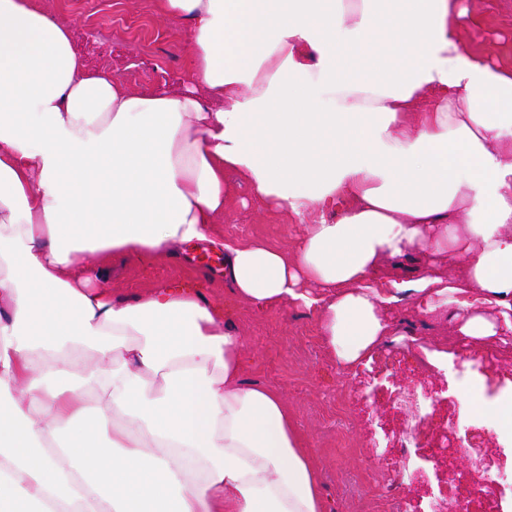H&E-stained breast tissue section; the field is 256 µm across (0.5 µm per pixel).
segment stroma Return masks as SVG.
<instances>
[{"label":"stroma","instance_id":"obj_1","mask_svg":"<svg viewBox=\"0 0 512 512\" xmlns=\"http://www.w3.org/2000/svg\"><path fill=\"white\" fill-rule=\"evenodd\" d=\"M459 4L472 18L461 31L463 44L490 64L512 67V0ZM39 8L70 27L92 68L117 71L131 91L177 86L193 66L184 22L160 16L154 0H71L63 9L57 0H40ZM225 184L229 199L216 225L218 234L230 242H261L292 253L302 235L301 225L257 198L242 174L227 172ZM106 269L113 297L128 303L159 282L188 284L243 337L242 379L285 397L320 469L328 512H389L387 503L362 486L358 476L369 468L384 481L404 464L386 443L393 433L413 425L416 416L412 410L396 408V394L421 387L437 392L443 403L435 412V423L450 417L462 421L471 408L491 407L498 395L496 383L478 378L473 390L457 387L456 372L467 368L468 357L497 352L502 371L512 375V342H460L447 312L424 315L409 296L398 305L401 339L387 338L379 353L397 359L410 356L415 351L410 339L416 336L433 347L447 346L454 358L442 368L429 365L416 373L402 368L381 375L368 365L353 370L338 365L324 347L311 311L292 305L258 309L238 300L224 282L222 256L203 254L201 247L187 248L175 260L146 256L110 261ZM448 466L444 460L422 463L418 482L400 487L413 512H427L438 492L437 478L447 475Z\"/></svg>","mask_w":512,"mask_h":512}]
</instances>
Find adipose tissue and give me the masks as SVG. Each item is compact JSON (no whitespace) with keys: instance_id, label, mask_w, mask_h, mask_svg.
<instances>
[{"instance_id":"obj_1","label":"adipose tissue","mask_w":512,"mask_h":512,"mask_svg":"<svg viewBox=\"0 0 512 512\" xmlns=\"http://www.w3.org/2000/svg\"><path fill=\"white\" fill-rule=\"evenodd\" d=\"M183 84L130 93L70 28L0 0V512H327L284 396L199 293L114 300L86 255L205 244L259 308L314 312L354 369L403 295L512 333V68L458 0H157ZM293 215V255L224 241V173ZM411 251L449 275H385Z\"/></svg>"}]
</instances>
